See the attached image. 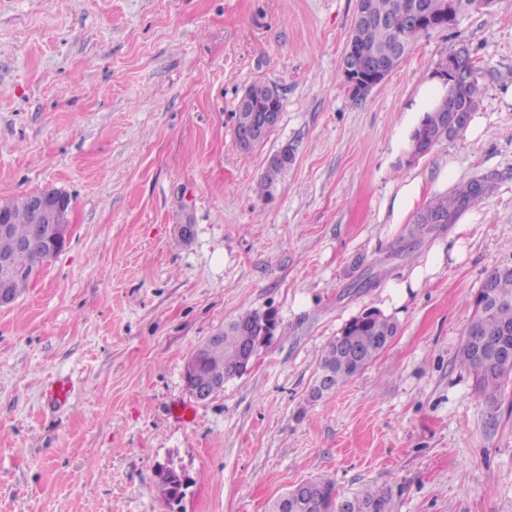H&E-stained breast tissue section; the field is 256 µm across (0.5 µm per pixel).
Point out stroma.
<instances>
[{
    "instance_id": "35a3bbf8",
    "label": "stroma",
    "mask_w": 512,
    "mask_h": 512,
    "mask_svg": "<svg viewBox=\"0 0 512 512\" xmlns=\"http://www.w3.org/2000/svg\"><path fill=\"white\" fill-rule=\"evenodd\" d=\"M355 9L0 0V200L53 187L72 206L62 250L0 309V512H270L310 478L345 496L388 486L394 512H512V378L490 399L458 364L476 295L512 262V0L421 36L359 99L341 75ZM462 45L486 64L481 133L396 150L419 85ZM258 82L283 109L246 154L235 111ZM285 146L294 162L265 197ZM451 162L492 192L400 255L407 226L386 203L409 178L421 203L448 193ZM455 236L465 260L393 311L376 361L313 400L327 344ZM364 273L372 286L353 288ZM267 311L249 370L190 396V354ZM169 466L190 478L177 505L159 493ZM289 152V158L288 148H284L281 152L279 151L268 158L266 168L258 183V190L265 197L273 196V190L280 182L282 175L291 168L293 155L290 150Z\"/></svg>"
}]
</instances>
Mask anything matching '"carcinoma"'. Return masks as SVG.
<instances>
[{
  "label": "carcinoma",
  "instance_id": "obj_1",
  "mask_svg": "<svg viewBox=\"0 0 512 512\" xmlns=\"http://www.w3.org/2000/svg\"><path fill=\"white\" fill-rule=\"evenodd\" d=\"M476 0H357L364 18L353 21L349 38L362 44L371 55L389 70H394L412 50L420 32L406 33L400 27L403 14L413 6L433 16L448 10L453 4L464 14L475 7ZM460 65L472 75L471 83L464 89L448 88L439 106L427 114L424 123L414 133L412 151L423 155L443 140L456 136L448 133L445 109L456 101H462L476 112L481 100L479 82L481 68L471 54L460 59ZM278 94L276 87L265 83L252 85L246 93L248 103L238 105L235 112L234 134L249 129L255 122L258 109ZM293 158L283 149L268 158L258 190L266 197L282 175L291 168ZM492 189V179L486 175L474 176L457 186L450 194L432 200L414 217L408 236L400 252L415 251L421 237L438 225L455 223L461 213L482 201ZM0 212L12 218L7 232H0V259L8 261V272L0 269V289H6L18 298L28 283L56 256L53 242L33 237L34 223L47 227L55 223L49 215L36 216L30 210V196L25 195L13 202H0ZM492 285L493 300L483 305V294L476 298L477 310L465 333L460 353V366L470 371L478 388L486 392L497 390L503 380L512 376V359L504 358L488 341L497 339L512 347V335L501 336L506 329L512 332V272L494 270L488 277ZM275 327L272 312L249 313L224 327L216 342L207 341L194 356V366L186 377L189 389H203L213 383L228 379L239 366L241 353L249 346L257 347L264 336ZM397 333V325L391 318L375 310H367L351 319L340 335L330 344L321 359L317 375L326 374L331 381V392H336L349 379L365 370L389 345ZM310 483L316 487L309 499H295L296 512H393L392 497L384 487L366 486L351 496L341 497L334 483L315 478ZM187 487L185 475L163 469L160 482L161 496L169 503L181 501Z\"/></svg>",
  "mask_w": 512,
  "mask_h": 512
}]
</instances>
